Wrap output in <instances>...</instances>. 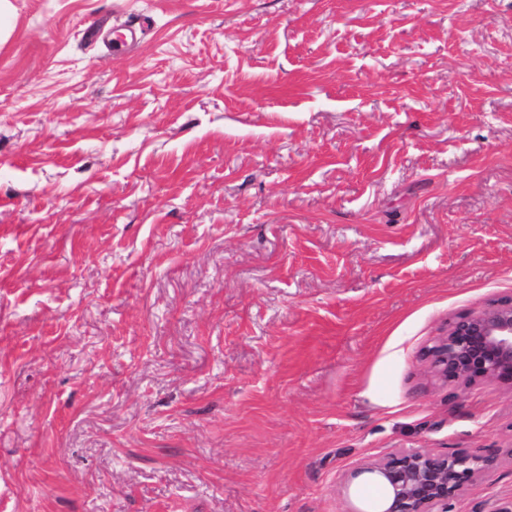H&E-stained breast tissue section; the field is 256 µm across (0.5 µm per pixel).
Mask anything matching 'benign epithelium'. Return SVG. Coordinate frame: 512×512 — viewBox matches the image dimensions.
Segmentation results:
<instances>
[{
	"label": "benign epithelium",
	"instance_id": "7a95c632",
	"mask_svg": "<svg viewBox=\"0 0 512 512\" xmlns=\"http://www.w3.org/2000/svg\"><path fill=\"white\" fill-rule=\"evenodd\" d=\"M435 374L446 382L492 381L512 390V300L448 322V333L427 350ZM498 455L457 450H410L354 472L371 473L385 486L379 512H447L448 501L470 483L492 475Z\"/></svg>",
	"mask_w": 512,
	"mask_h": 512
}]
</instances>
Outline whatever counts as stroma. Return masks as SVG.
<instances>
[{
	"label": "stroma",
	"mask_w": 512,
	"mask_h": 512,
	"mask_svg": "<svg viewBox=\"0 0 512 512\" xmlns=\"http://www.w3.org/2000/svg\"><path fill=\"white\" fill-rule=\"evenodd\" d=\"M10 2L0 512H357L409 449L512 500V390L425 358L512 299V0Z\"/></svg>",
	"instance_id": "obj_1"
}]
</instances>
